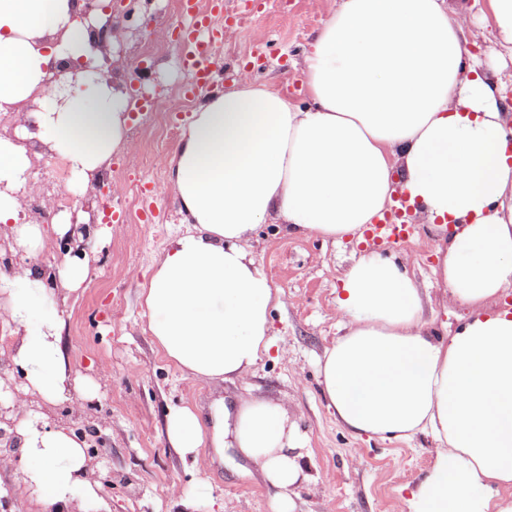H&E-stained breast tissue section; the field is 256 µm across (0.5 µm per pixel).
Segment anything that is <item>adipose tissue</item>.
I'll return each instance as SVG.
<instances>
[{"label":"adipose tissue","mask_w":512,"mask_h":512,"mask_svg":"<svg viewBox=\"0 0 512 512\" xmlns=\"http://www.w3.org/2000/svg\"><path fill=\"white\" fill-rule=\"evenodd\" d=\"M77 0H0V110L20 109L15 140L0 138V224L23 261L0 268V325L22 371L15 404L21 489L55 512H107L87 475L85 444L49 426L28 398L71 401L81 378L61 342L62 290L88 267L63 251L53 272L37 257L71 223L25 222L19 191L33 157H59L90 184L114 154L133 149L129 95L110 73L58 102L51 62L93 57L104 13L79 19ZM481 35L445 0H340L305 54L311 106L242 76L196 106L167 166L185 223L142 285L148 332L191 377L245 378L272 347L269 312L281 293L256 266L251 234L270 216L290 232L334 241L356 235L386 206L394 180L443 233L435 253L445 301L470 316L449 339L421 319L405 267L362 251L343 275L336 309L344 322L320 362L323 392L357 435L436 442L434 462L407 500L408 512H512V129L499 108V78L464 65ZM167 440L196 469L205 448H236L273 490V512H295L305 477L284 402L216 400L211 417L171 407Z\"/></svg>","instance_id":"obj_1"}]
</instances>
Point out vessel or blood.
Listing matches in <instances>:
<instances>
[{
  "instance_id": "b4317fda",
  "label": "vessel or blood",
  "mask_w": 512,
  "mask_h": 512,
  "mask_svg": "<svg viewBox=\"0 0 512 512\" xmlns=\"http://www.w3.org/2000/svg\"><path fill=\"white\" fill-rule=\"evenodd\" d=\"M223 0H181L182 20L179 25L180 58L189 79L182 88L184 99L221 77H234L233 69L224 68L216 54V45L224 39V25L215 20L223 12ZM371 233L387 243L400 246L410 235L405 225L394 223L391 212H383L370 228Z\"/></svg>"
}]
</instances>
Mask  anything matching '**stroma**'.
Wrapping results in <instances>:
<instances>
[{"instance_id": "1", "label": "stroma", "mask_w": 512, "mask_h": 512, "mask_svg": "<svg viewBox=\"0 0 512 512\" xmlns=\"http://www.w3.org/2000/svg\"><path fill=\"white\" fill-rule=\"evenodd\" d=\"M339 0H259L246 10L228 0L243 20L224 35V63L249 70L257 81L286 91L298 105L308 103L304 55ZM469 7L483 25L470 55L500 65L512 81V62L500 61L490 26L482 22L486 0H448L451 10ZM125 32L113 45L123 79H139L154 106L132 112L134 148L113 155L112 195L64 177L46 178V191L64 196L61 214L87 212L99 234L86 255L89 275L62 304V346L82 378L86 393L59 405L40 404L46 421L74 429L93 422L106 438L112 458L111 512H272V491L244 459L214 463L196 471L170 447L166 414L175 405L208 409L215 397L234 403L242 396L285 400L307 455L308 480L293 489L296 512H408L410 491L427 474L435 446L430 435L400 440L359 436L329 408L318 379V362L341 334L336 289L362 247L404 262L423 298V318L436 337L454 335L469 314L466 306H446L433 250L436 229L417 214L407 215L412 238L396 248L383 241L352 239L333 243L288 233L279 221L257 225L249 250L258 268L282 292L272 309L268 356L242 380L213 385L185 374L157 349L146 327L139 291L169 244L184 234L173 188L157 207L162 220L139 221L138 194L161 183L189 112L172 111L185 74L180 48L171 37L180 20L179 0H117Z\"/></svg>"}]
</instances>
